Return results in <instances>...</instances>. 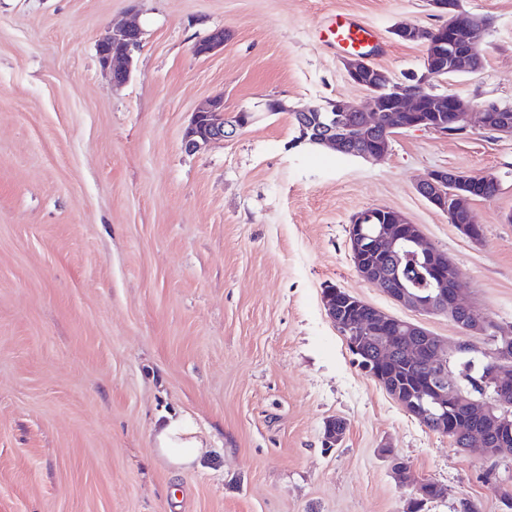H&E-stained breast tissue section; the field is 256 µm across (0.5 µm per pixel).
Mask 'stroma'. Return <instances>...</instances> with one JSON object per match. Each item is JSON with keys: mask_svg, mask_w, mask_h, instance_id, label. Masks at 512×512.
I'll return each instance as SVG.
<instances>
[{"mask_svg": "<svg viewBox=\"0 0 512 512\" xmlns=\"http://www.w3.org/2000/svg\"><path fill=\"white\" fill-rule=\"evenodd\" d=\"M460 5L490 21L485 60L439 91L512 107V0ZM336 13L377 32L370 61L397 80L426 44L394 25L443 21L429 0H0V512H406L414 480L444 489L419 512H503L512 459L406 414L358 368L323 290L463 340L357 275L351 219L389 207L461 269V301L512 331V137L406 130L377 161L297 141L295 110L368 98L319 38ZM131 22L142 43L116 86L96 44ZM218 27L223 49L196 56ZM217 94L231 114L270 96L287 109L186 152ZM437 169L497 176L470 203L482 243L417 193ZM171 414L200 429L185 470L156 449Z\"/></svg>", "mask_w": 512, "mask_h": 512, "instance_id": "35a3bbf8", "label": "stroma"}]
</instances>
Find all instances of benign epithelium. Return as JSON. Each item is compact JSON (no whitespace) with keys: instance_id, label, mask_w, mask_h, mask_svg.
I'll return each instance as SVG.
<instances>
[{"instance_id":"1","label":"benign epithelium","mask_w":512,"mask_h":512,"mask_svg":"<svg viewBox=\"0 0 512 512\" xmlns=\"http://www.w3.org/2000/svg\"><path fill=\"white\" fill-rule=\"evenodd\" d=\"M432 5L447 16V20L437 28L424 32L407 22H400L394 27V33L402 39H426L427 53L422 74L408 82L394 80L383 76L365 55L344 58L343 65L349 79L369 96L368 107L335 99L298 110L294 117L302 138L344 153L346 146L341 130L336 126V113L363 112L372 117L374 139L369 148L357 152V155L368 160L385 156L393 136L400 130H427L441 136L448 135L450 125L463 129L465 133L477 128L489 130L486 113L496 111L495 105L489 104L476 112L471 101L452 93L438 95L435 91V82L442 76L461 72V64L474 61L483 54L477 31L473 30L477 18L464 19L453 0H432ZM141 35L138 27L127 25L113 28L99 40V62L110 71L114 84L122 85L128 79L133 54L141 45ZM223 46L224 28L218 27L196 43L194 53L199 57L208 56ZM262 111L285 112L287 107L278 98H267L261 103V111L241 109L228 119L224 117V95H215L193 112L184 133V148L189 152L197 151L230 137L257 121ZM387 112H401L404 120L396 118V125L386 126L381 117ZM480 179L488 182L497 180V177L489 173ZM480 179L458 171L432 170L417 183L416 190L431 205L445 213H455L457 209H449L451 195L447 194L446 185L453 181L463 183ZM348 245L353 258L369 250L377 255H386L402 245L425 256L432 262L435 275V286L426 296L403 284L390 288L387 281L371 275L366 268L358 269L357 273L365 282L382 289L390 299L404 307L429 314H446L452 320L464 314L465 333L470 336L500 335V340L489 352L494 364L484 372L482 398L467 399L461 395L448 370L447 344L423 327L376 308L369 320L354 326L350 324V309L362 308L366 303L337 287L325 291L326 311L332 323L353 347H358L360 340L371 343L373 349L368 352L366 369L408 414L446 434L448 409L463 412L469 420L468 430L462 436L466 451L487 459L501 456L506 452L502 445L512 434V411L507 409L505 402L512 393V337L499 333L490 319L458 301L456 285L460 271L448 274L445 253L428 244L420 227L402 213L388 207H373L355 215L349 226ZM399 360L411 365L427 363L436 368L433 381L425 385V391L414 392L416 386L406 382L404 376L380 368L383 362ZM433 489L443 494L441 487L434 488L430 482L416 484L409 507L430 499Z\"/></svg>"}]
</instances>
